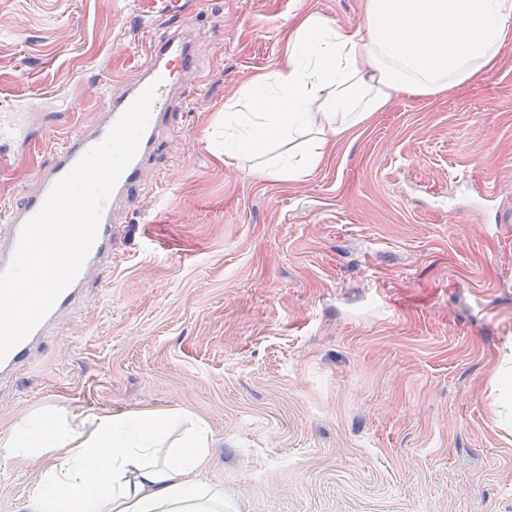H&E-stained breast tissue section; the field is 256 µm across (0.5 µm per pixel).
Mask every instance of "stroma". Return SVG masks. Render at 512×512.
I'll return each mask as SVG.
<instances>
[{"mask_svg": "<svg viewBox=\"0 0 512 512\" xmlns=\"http://www.w3.org/2000/svg\"><path fill=\"white\" fill-rule=\"evenodd\" d=\"M364 2L0 0V87H64L78 122L103 103L84 71L120 92L170 14L205 66L111 269L0 383V434L36 409L183 410L226 512H512V40L466 89L392 96L300 179L253 170L288 144L224 152L226 104L292 25L354 29ZM62 137L0 174V209ZM49 465L0 450V512H27Z\"/></svg>", "mask_w": 512, "mask_h": 512, "instance_id": "stroma-1", "label": "stroma"}]
</instances>
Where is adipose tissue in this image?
<instances>
[{"label": "adipose tissue", "instance_id": "1", "mask_svg": "<svg viewBox=\"0 0 512 512\" xmlns=\"http://www.w3.org/2000/svg\"><path fill=\"white\" fill-rule=\"evenodd\" d=\"M512 30V0H366L349 30L309 14L288 32L282 65L261 72L224 111L225 154L310 128L341 137L396 94L433 96L471 84L494 65ZM319 142L282 154L265 176L298 179L321 160ZM209 434L185 411L97 417L92 430L51 412L13 425L5 447L53 463L29 512H224V488L204 477Z\"/></svg>", "mask_w": 512, "mask_h": 512}]
</instances>
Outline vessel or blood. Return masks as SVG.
Listing matches in <instances>:
<instances>
[{
  "mask_svg": "<svg viewBox=\"0 0 512 512\" xmlns=\"http://www.w3.org/2000/svg\"><path fill=\"white\" fill-rule=\"evenodd\" d=\"M201 74V62L190 32L175 23L149 33L137 79L123 92L113 93L110 80L102 71L92 70L84 74V84L99 88L105 104L92 120L79 127L70 125L72 109L63 102L62 89L23 98L8 88H0V172L18 164L43 136L65 126L71 129L51 159L37 166L34 180L16 194L8 210L0 212L1 271L12 260L24 224L41 208L54 184L91 147L105 138L143 90L152 84L157 87L150 120L138 151L103 206L96 239L79 275L58 295L51 310L32 333L0 360V381L29 367L34 352L43 346L59 320L78 308L87 284L111 268L112 256L121 238L120 228L126 222L138 190L144 185L146 161L173 136L171 101L188 78H197Z\"/></svg>",
  "mask_w": 512,
  "mask_h": 512,
  "instance_id": "vessel-or-blood-1",
  "label": "vessel or blood"
}]
</instances>
